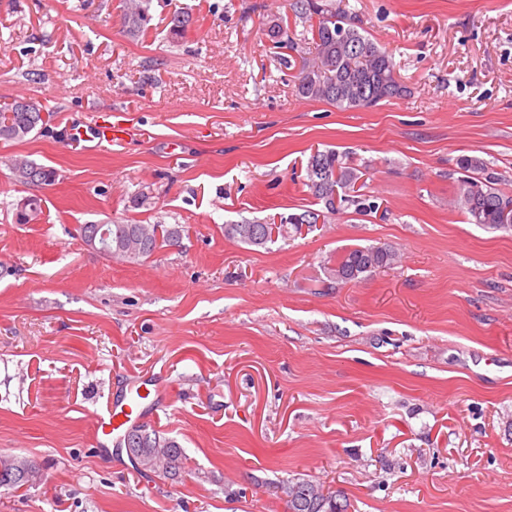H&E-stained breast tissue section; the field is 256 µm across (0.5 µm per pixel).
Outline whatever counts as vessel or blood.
<instances>
[{
  "instance_id": "vessel-or-blood-1",
  "label": "vessel or blood",
  "mask_w": 512,
  "mask_h": 512,
  "mask_svg": "<svg viewBox=\"0 0 512 512\" xmlns=\"http://www.w3.org/2000/svg\"><path fill=\"white\" fill-rule=\"evenodd\" d=\"M163 404L164 399L158 384L149 377L139 386L136 399L117 404L109 402L104 409L95 411L92 416V425L94 437L98 441V452L103 455L108 454L106 439L123 441L132 428L141 425L144 418L157 417Z\"/></svg>"
}]
</instances>
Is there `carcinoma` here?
Masks as SVG:
<instances>
[{"mask_svg":"<svg viewBox=\"0 0 512 512\" xmlns=\"http://www.w3.org/2000/svg\"><path fill=\"white\" fill-rule=\"evenodd\" d=\"M150 0H124V32L130 38L138 37L148 21ZM294 15L310 21L312 26V56L302 58L297 92L300 96L325 101L340 110L368 109L382 101L407 95L408 88L399 79L392 55L380 48L370 38L362 35L355 19L336 10L332 5L318 0H294ZM269 37L279 48H294L288 37V28L277 22L268 29ZM51 115L34 102L23 105L15 101L0 109V139L20 141L39 127H45ZM38 169L37 180L50 185L56 172L26 157L12 159V173L23 165ZM459 168L466 176L459 179L454 206L471 224L490 230L512 229V195L497 188L498 177L489 164L477 156L459 159ZM307 186L325 211L306 210L288 216L294 229L301 224H315L325 215H334L350 207L357 212H370L375 205L366 202L356 188L361 171L339 159V153L329 149L317 152L315 162L308 163ZM255 224L224 225V234L249 245L264 246L274 242L272 237L259 236ZM143 241V248L133 251L132 239ZM182 230L179 226L163 224L112 225V249L121 251L125 258L137 262L151 256L162 247L181 245ZM394 261V254L383 246H357L336 254L329 259V278L338 284L358 282L364 274L387 266ZM125 446L145 460L162 454L159 470L168 478H176L185 469L187 458L180 444L162 436L156 430L139 427L128 432ZM287 497L288 512H347V504L340 501L339 491H324L310 480L292 479L283 486Z\"/></svg>","mask_w":512,"mask_h":512,"instance_id":"carcinoma-1","label":"carcinoma"}]
</instances>
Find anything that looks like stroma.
<instances>
[{
	"mask_svg": "<svg viewBox=\"0 0 512 512\" xmlns=\"http://www.w3.org/2000/svg\"><path fill=\"white\" fill-rule=\"evenodd\" d=\"M291 2L152 0L133 41L122 0H0V106L53 113L0 142V455L44 473L0 489V512H288L294 478L348 512H512V232L453 204L464 156L512 193V0H331L409 89L349 111L297 94L267 35L305 32ZM117 121L124 141L71 137ZM327 149L377 211L263 247L225 236L317 209L306 165ZM18 155L55 183H17ZM131 222L182 226V246L128 263L80 237ZM371 245L397 263L330 280V256ZM151 374L173 384L147 426L184 449L174 480L92 443L103 395ZM25 164H28L30 169L37 168L39 170V174L37 176V180L39 181L38 183L24 182L20 179L17 172ZM11 170L16 180L25 185H50L54 183L56 180V172L53 169H50L49 167L46 166L38 165L37 163L33 162L32 160H29L26 157H16L12 159Z\"/></svg>",
	"mask_w": 512,
	"mask_h": 512,
	"instance_id": "35a3bbf8",
	"label": "stroma"
}]
</instances>
